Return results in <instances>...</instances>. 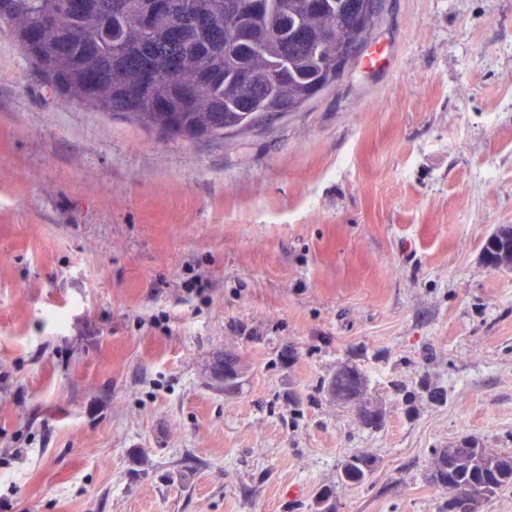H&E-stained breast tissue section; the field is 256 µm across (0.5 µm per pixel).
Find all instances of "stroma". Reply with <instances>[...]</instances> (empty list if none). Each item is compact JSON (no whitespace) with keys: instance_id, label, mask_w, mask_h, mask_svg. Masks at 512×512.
<instances>
[{"instance_id":"1","label":"stroma","mask_w":512,"mask_h":512,"mask_svg":"<svg viewBox=\"0 0 512 512\" xmlns=\"http://www.w3.org/2000/svg\"><path fill=\"white\" fill-rule=\"evenodd\" d=\"M501 224L512 0H385L336 85L191 141L56 95L0 30V512H440L434 449L512 452ZM346 360L381 430L321 393ZM213 374L217 380L224 382V389L234 388L241 374L237 358L230 354H224V358L216 362ZM349 457L342 462L341 480L351 484L364 483L373 473V460L362 454H353Z\"/></svg>"}]
</instances>
